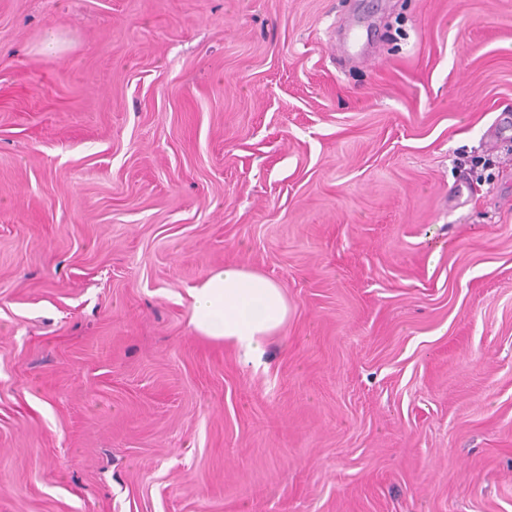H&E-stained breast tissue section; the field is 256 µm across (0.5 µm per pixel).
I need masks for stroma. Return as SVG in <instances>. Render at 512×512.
Listing matches in <instances>:
<instances>
[{
  "instance_id": "obj_1",
  "label": "stroma",
  "mask_w": 512,
  "mask_h": 512,
  "mask_svg": "<svg viewBox=\"0 0 512 512\" xmlns=\"http://www.w3.org/2000/svg\"><path fill=\"white\" fill-rule=\"evenodd\" d=\"M509 119L512 0H0V512H512ZM191 298L189 323L194 333L233 347L255 366L290 314L288 296L277 281L237 264L207 271L192 288Z\"/></svg>"
}]
</instances>
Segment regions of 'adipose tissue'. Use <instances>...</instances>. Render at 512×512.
I'll list each match as a JSON object with an SVG mask.
<instances>
[{
    "label": "adipose tissue",
    "instance_id": "1",
    "mask_svg": "<svg viewBox=\"0 0 512 512\" xmlns=\"http://www.w3.org/2000/svg\"><path fill=\"white\" fill-rule=\"evenodd\" d=\"M191 298L189 323L194 333L233 347L255 366L290 314L288 296L277 281L237 264L207 271Z\"/></svg>",
    "mask_w": 512,
    "mask_h": 512
}]
</instances>
